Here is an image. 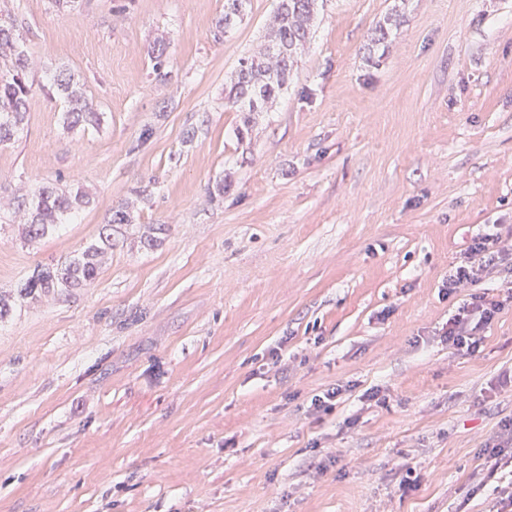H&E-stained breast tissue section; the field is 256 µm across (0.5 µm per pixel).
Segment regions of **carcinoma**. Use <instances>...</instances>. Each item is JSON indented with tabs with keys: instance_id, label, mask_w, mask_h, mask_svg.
Here are the masks:
<instances>
[{
	"instance_id": "1",
	"label": "carcinoma",
	"mask_w": 512,
	"mask_h": 512,
	"mask_svg": "<svg viewBox=\"0 0 512 512\" xmlns=\"http://www.w3.org/2000/svg\"><path fill=\"white\" fill-rule=\"evenodd\" d=\"M319 0H279L263 42L248 56L240 59L229 90L227 105L238 112H266L288 84V77L298 64V57L312 38ZM247 0H224V16L218 21L217 34L232 29L244 16ZM401 24L400 15L392 13L376 29L369 51L384 43L392 30ZM152 69L158 76L168 62L167 46L157 43L150 53ZM0 58L10 62L8 74L0 78V144L14 139L23 123L30 87L26 75L33 65L27 50L21 48L14 34V24L0 18ZM53 86L63 98L64 121L72 126L93 125L100 121L88 101L81 84L64 70L53 78ZM86 204V196L70 194L54 184L38 185L19 196L14 214L23 221L24 237L33 240L46 237L65 217ZM130 223L129 213L122 207L111 211L98 240L64 260L35 268L12 295L0 293V320L16 302L34 299L41 294L77 288L95 279L102 260L112 250V225Z\"/></svg>"
}]
</instances>
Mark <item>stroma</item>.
I'll return each mask as SVG.
<instances>
[{
    "label": "stroma",
    "instance_id": "stroma-1",
    "mask_svg": "<svg viewBox=\"0 0 512 512\" xmlns=\"http://www.w3.org/2000/svg\"><path fill=\"white\" fill-rule=\"evenodd\" d=\"M276 6L220 37L224 0H0L34 60L0 200L90 199L43 239L0 229V292L131 216L94 280L0 321V512H493L512 479L485 454L512 424V307L473 354L441 340L512 283L445 288L489 226L512 246V0H325L247 126L224 90ZM58 69L100 127L66 128Z\"/></svg>",
    "mask_w": 512,
    "mask_h": 512
}]
</instances>
